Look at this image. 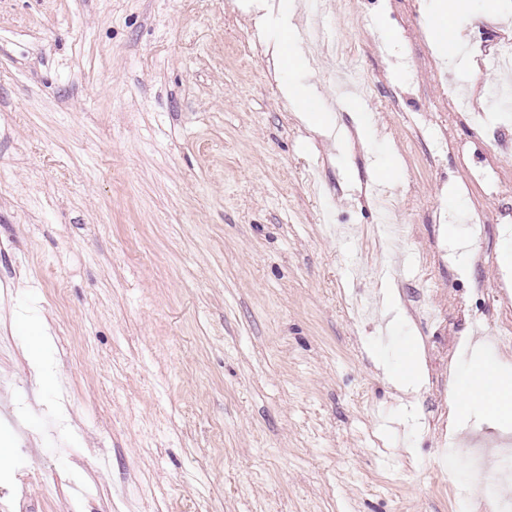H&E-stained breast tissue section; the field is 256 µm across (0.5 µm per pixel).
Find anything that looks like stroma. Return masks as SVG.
I'll list each match as a JSON object with an SVG mask.
<instances>
[{
    "label": "stroma",
    "instance_id": "1",
    "mask_svg": "<svg viewBox=\"0 0 512 512\" xmlns=\"http://www.w3.org/2000/svg\"><path fill=\"white\" fill-rule=\"evenodd\" d=\"M438 7L332 0L323 134L248 0H0V505L487 512L442 442L512 434L450 421L473 360L512 377V125L473 119L512 0L451 58ZM283 91L290 101L299 103L304 106L307 115L311 116L313 119L315 118V115L319 114L304 84L298 82H288Z\"/></svg>",
    "mask_w": 512,
    "mask_h": 512
}]
</instances>
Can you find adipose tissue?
I'll return each instance as SVG.
<instances>
[{
    "instance_id": "adipose-tissue-1",
    "label": "adipose tissue",
    "mask_w": 512,
    "mask_h": 512,
    "mask_svg": "<svg viewBox=\"0 0 512 512\" xmlns=\"http://www.w3.org/2000/svg\"><path fill=\"white\" fill-rule=\"evenodd\" d=\"M457 415L467 414L481 407L491 416L508 421L512 419V379L499 375L484 365H476L472 372L454 388Z\"/></svg>"
}]
</instances>
